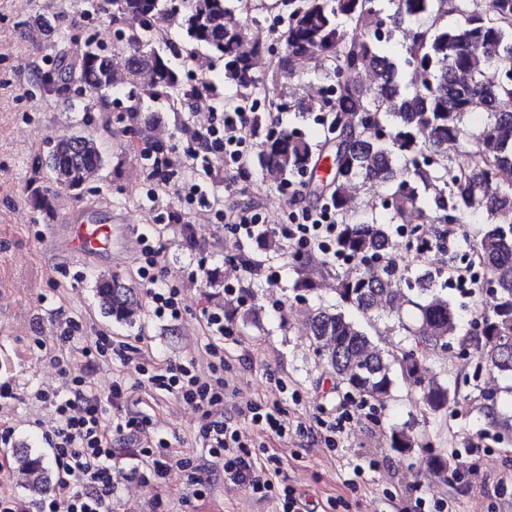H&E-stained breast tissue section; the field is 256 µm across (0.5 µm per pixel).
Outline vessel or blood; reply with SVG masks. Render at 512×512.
<instances>
[{"label": "vessel or blood", "mask_w": 512, "mask_h": 512, "mask_svg": "<svg viewBox=\"0 0 512 512\" xmlns=\"http://www.w3.org/2000/svg\"><path fill=\"white\" fill-rule=\"evenodd\" d=\"M66 224L68 248L87 260L111 253L114 241L126 239L129 235L124 225L98 223L87 209L70 212Z\"/></svg>", "instance_id": "b4317fda"}]
</instances>
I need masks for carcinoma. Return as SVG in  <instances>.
Instances as JSON below:
<instances>
[{"label":"carcinoma","mask_w":512,"mask_h":512,"mask_svg":"<svg viewBox=\"0 0 512 512\" xmlns=\"http://www.w3.org/2000/svg\"><path fill=\"white\" fill-rule=\"evenodd\" d=\"M117 47L106 53L86 40L59 52L39 74L49 93L71 87L87 93L84 108L108 111L112 91L130 88L129 133H142L146 102L185 106L201 79L185 85L179 56L203 54L224 83L248 90L264 83L257 64L271 48L251 42L250 0H106ZM273 35L288 38L271 58L273 82L314 74L321 93L294 104L288 94L267 98L268 112H296L318 132L273 129L257 144L256 160L269 184L284 188L306 178L309 194L332 207L336 254L358 273L334 274L335 303L311 310L304 336L337 384L363 403L383 404L399 387L425 414L439 416L458 402L459 385L441 380L433 354L454 343L480 351L485 370L512 377V0H276ZM176 26L180 43L165 37ZM54 29L36 17L28 39ZM406 45L392 54L398 34ZM331 174L315 180L326 161ZM105 156L91 133L61 134L49 143L45 166L56 187L78 192L99 178ZM354 185L380 186L382 213L352 203ZM481 216L469 244L485 290L461 332V315L448 299V278L460 270L413 258L398 272L392 260L394 227L414 233L429 225L441 243L452 224ZM307 275L293 284L296 297H318L331 275L324 254L301 257ZM96 296L105 314L132 325L140 310L136 288L101 277ZM367 323L392 320L385 332L403 340L385 349L347 310ZM388 447L420 457L425 470L446 478L460 470L444 449L427 451L414 424L390 427ZM15 464L32 494L50 483L44 455L15 449Z\"/></svg>","instance_id":"carcinoma-1"}]
</instances>
